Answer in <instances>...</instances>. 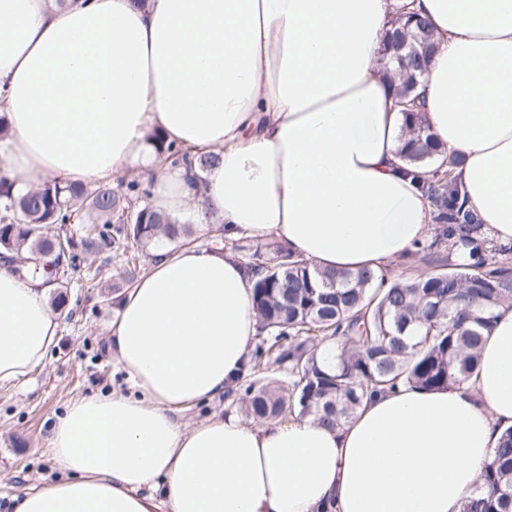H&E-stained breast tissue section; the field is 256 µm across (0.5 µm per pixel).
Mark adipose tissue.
<instances>
[{
    "mask_svg": "<svg viewBox=\"0 0 512 512\" xmlns=\"http://www.w3.org/2000/svg\"><path fill=\"white\" fill-rule=\"evenodd\" d=\"M399 0H0V179L97 183L131 168L152 205L205 230L276 239L317 268H390L436 228L399 150L381 64ZM439 47L423 120L488 234L512 242V0H415ZM199 156L160 165L152 133ZM44 279L0 265V386L58 340ZM259 331L250 276L221 249L157 250L110 327L128 390L57 417L59 473L13 512H461L512 428V309L473 377L374 396L344 428L313 419L196 424L235 389ZM228 399L227 394H225L208 403L198 404L189 410L183 419L193 424L205 420L213 414L224 413V405L228 406Z\"/></svg>",
    "mask_w": 512,
    "mask_h": 512,
    "instance_id": "adipose-tissue-1",
    "label": "adipose tissue"
}]
</instances>
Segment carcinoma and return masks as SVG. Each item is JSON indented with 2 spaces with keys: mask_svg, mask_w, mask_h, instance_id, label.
<instances>
[{
  "mask_svg": "<svg viewBox=\"0 0 512 512\" xmlns=\"http://www.w3.org/2000/svg\"><path fill=\"white\" fill-rule=\"evenodd\" d=\"M407 33L435 42L430 23L409 0L397 7L389 42ZM395 90L394 106L408 116L403 158L422 170L436 208L437 233L419 251L448 270L393 280L382 270L312 269L279 243L234 244L253 279L260 325L246 366L253 381L242 397L250 417L294 414L335 429L350 423L364 400L400 384L451 388L474 372L496 311L512 307V243L486 236L458 178L464 156L444 154L418 114L419 95L405 93L399 81ZM151 138L159 140L163 161L194 165L198 181L218 160L215 153L196 158L155 134ZM146 196L136 181L93 189L46 182L19 193L0 180V260L8 263L27 248L33 264L16 266L18 273L37 277L76 267L74 238L51 239L47 230L76 224L84 213L103 227L98 237L82 240L88 249L104 244L124 251L131 241L147 248L163 239L182 245L185 227L156 212ZM332 337L342 342L334 365L326 368L319 344ZM462 512H512V429L502 436Z\"/></svg>",
  "mask_w": 512,
  "mask_h": 512,
  "instance_id": "cac0c4a2",
  "label": "carcinoma"
}]
</instances>
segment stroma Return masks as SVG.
Segmentation results:
<instances>
[{
    "mask_svg": "<svg viewBox=\"0 0 512 512\" xmlns=\"http://www.w3.org/2000/svg\"><path fill=\"white\" fill-rule=\"evenodd\" d=\"M79 261L100 273L93 280L70 271L51 277L49 303L64 318L46 365L25 387L0 388V512H12L14 493L48 486L56 477L48 438L68 402L125 384L109 328L117 297L129 289L126 261L109 249L80 253Z\"/></svg>",
    "mask_w": 512,
    "mask_h": 512,
    "instance_id": "35a3bbf8",
    "label": "stroma"
}]
</instances>
